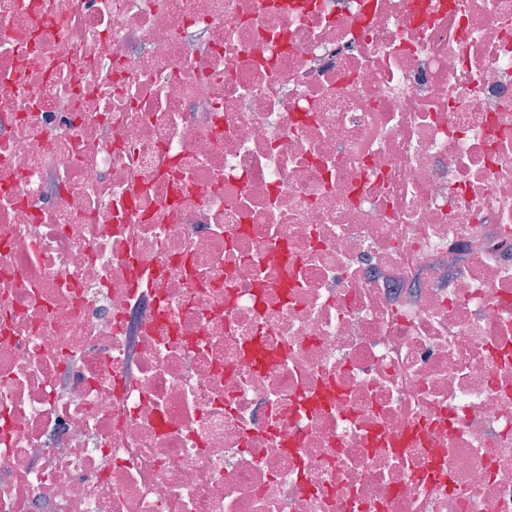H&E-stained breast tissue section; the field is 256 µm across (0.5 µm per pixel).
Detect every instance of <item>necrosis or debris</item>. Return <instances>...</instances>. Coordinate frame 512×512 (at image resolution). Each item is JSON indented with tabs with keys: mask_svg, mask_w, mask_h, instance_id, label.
Instances as JSON below:
<instances>
[{
	"mask_svg": "<svg viewBox=\"0 0 512 512\" xmlns=\"http://www.w3.org/2000/svg\"><path fill=\"white\" fill-rule=\"evenodd\" d=\"M0 512H512V0H0Z\"/></svg>",
	"mask_w": 512,
	"mask_h": 512,
	"instance_id": "necrosis-or-debris-1",
	"label": "necrosis or debris"
}]
</instances>
